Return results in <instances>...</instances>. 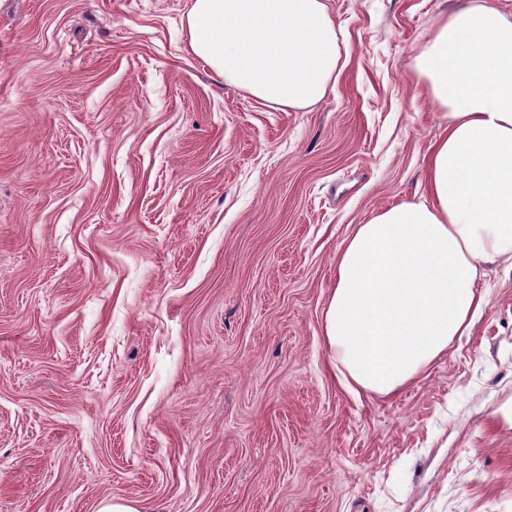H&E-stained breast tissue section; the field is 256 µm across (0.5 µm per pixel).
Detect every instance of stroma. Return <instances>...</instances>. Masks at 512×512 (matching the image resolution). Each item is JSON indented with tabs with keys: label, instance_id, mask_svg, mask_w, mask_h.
<instances>
[{
	"label": "stroma",
	"instance_id": "35a3bbf8",
	"mask_svg": "<svg viewBox=\"0 0 512 512\" xmlns=\"http://www.w3.org/2000/svg\"><path fill=\"white\" fill-rule=\"evenodd\" d=\"M193 0H0V512H512V265L389 394L336 379V249L426 192L453 0H327L342 70L270 105Z\"/></svg>",
	"mask_w": 512,
	"mask_h": 512
}]
</instances>
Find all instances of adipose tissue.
Masks as SVG:
<instances>
[{
    "mask_svg": "<svg viewBox=\"0 0 512 512\" xmlns=\"http://www.w3.org/2000/svg\"><path fill=\"white\" fill-rule=\"evenodd\" d=\"M191 48L225 84L310 109L336 81L327 0H193ZM418 78L448 125L427 163V195L371 214L336 254L324 314L349 391L390 393L464 335L486 268L512 263V10L455 0L416 53Z\"/></svg>",
    "mask_w": 512,
    "mask_h": 512,
    "instance_id": "ef3b65f1",
    "label": "adipose tissue"
}]
</instances>
